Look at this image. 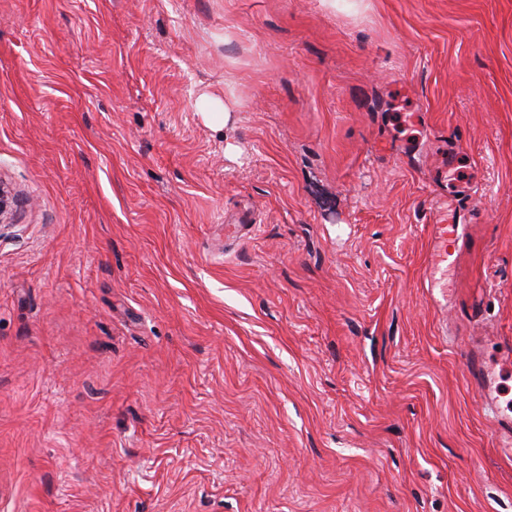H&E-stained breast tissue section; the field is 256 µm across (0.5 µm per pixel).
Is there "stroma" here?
I'll return each instance as SVG.
<instances>
[{
    "instance_id": "stroma-1",
    "label": "stroma",
    "mask_w": 512,
    "mask_h": 512,
    "mask_svg": "<svg viewBox=\"0 0 512 512\" xmlns=\"http://www.w3.org/2000/svg\"><path fill=\"white\" fill-rule=\"evenodd\" d=\"M348 2L0 0V512H512V0ZM455 237L456 229L454 225H433V239L435 248L433 257L436 270H439L441 264L446 263V266H448L449 257L452 255L451 247L455 242ZM467 377L469 381L481 392L484 407L488 411L496 414L495 402L497 387H494V381L489 370L479 358L471 356L467 364Z\"/></svg>"
}]
</instances>
